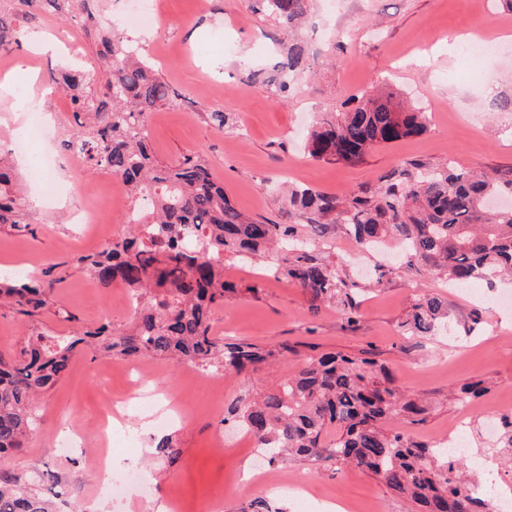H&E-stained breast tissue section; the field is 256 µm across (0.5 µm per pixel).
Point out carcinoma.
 Listing matches in <instances>:
<instances>
[{"label": "carcinoma", "mask_w": 512, "mask_h": 512, "mask_svg": "<svg viewBox=\"0 0 512 512\" xmlns=\"http://www.w3.org/2000/svg\"><path fill=\"white\" fill-rule=\"evenodd\" d=\"M0 4V53L20 43L17 19L34 10L68 17L95 31L103 81L97 90L82 73L65 70L55 80L69 100L77 129L59 143L66 154L80 153L93 167L122 180L134 203L147 197L152 205L135 212L131 231L102 249L82 254L73 265L103 288L123 285L137 305L136 321L127 331H112L110 322L88 327L58 308L53 293L61 278L54 267L42 276L0 278V308L27 322L50 312L71 324L64 336L35 333L18 352L0 350V455L23 447L33 425L32 401L52 389L68 372L72 357L88 350L97 355L159 357L195 365L201 372L241 373L287 357L249 342H224L212 332L214 310L241 292L224 279V255L269 259L273 276L294 281L309 296L312 313L323 305L342 309L356 321L358 304L352 285L338 264L297 232L296 225L269 223L237 209L198 154L172 162L159 160L150 138L132 134L134 125L172 103L179 94L122 34L96 30L90 0H7ZM266 13L290 36L311 13L314 0H261ZM316 53L290 37L284 59L272 71H253L282 99L293 87L289 76L310 67ZM425 112L405 105L398 94L353 96L341 108L323 112L311 130L310 157L351 165L364 161L374 147L426 132ZM9 151L0 148V230L19 236L30 232L26 205L14 188ZM512 195V178L478 174L451 163L414 162L394 168L345 195L293 188L282 204L286 217H302L319 227L341 224L355 242L372 249L387 239L402 244L403 265L448 278L454 286L492 281L512 273V210L487 212L488 201ZM448 318L443 301L424 295L400 322L404 336H434ZM479 382L462 385L461 404L480 397ZM420 413L402 400L389 370L376 360L342 353L305 359L299 371L283 378L229 415L251 434L268 461L286 455L328 465H354L380 478L411 499L420 512H492L491 499L475 492L477 479L466 478V458L451 457L437 445L399 430L387 431L389 417ZM490 449L512 463V416L499 418ZM336 439L325 442L327 428ZM0 512H58L33 487L0 477Z\"/></svg>", "instance_id": "1"}]
</instances>
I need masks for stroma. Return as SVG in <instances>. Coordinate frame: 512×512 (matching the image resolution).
<instances>
[{
	"instance_id": "obj_1",
	"label": "stroma",
	"mask_w": 512,
	"mask_h": 512,
	"mask_svg": "<svg viewBox=\"0 0 512 512\" xmlns=\"http://www.w3.org/2000/svg\"><path fill=\"white\" fill-rule=\"evenodd\" d=\"M159 2L165 19L157 30L131 19L122 0H107L99 15L102 26L138 41L143 50H154L158 70L183 95L153 112V152L164 161L200 153L234 206L256 219L281 222L275 196L286 182L341 195L375 183L397 166L448 161L512 176V112L492 106L495 97L512 93V9L503 0H489L485 10L477 0H314L303 36L318 56L310 70L292 76L298 91L285 101L248 78L249 72L271 69L278 57L273 42L277 26L256 0ZM19 27L23 36L8 56L11 66L0 70V144L13 146L29 133L17 99L18 90L25 88L40 91L41 110L52 117L46 146L54 153L74 120L65 98L47 94L50 72L77 66L95 85L102 71L92 41L73 22L48 16L20 20ZM61 31L73 34L78 54L58 48L33 52L35 40L55 38ZM472 32L498 39L499 51L492 60L475 64L462 57V45ZM451 33L457 43H443V36ZM201 48L206 51L202 59L196 55ZM385 83L425 110L426 134L376 147L358 165L319 161L305 153L304 139L319 113ZM212 110L228 114L224 129L206 120ZM14 161L34 232L25 237L0 232V270L10 271L29 257L42 268L57 265L66 277L58 305L84 325L107 320L115 331L130 329L135 312L109 305L117 288L100 287L72 264L74 256L97 252L127 232V199L116 196L110 180L96 170L85 169L77 185L67 168H58L48 191L29 177L35 155L19 154ZM90 203L97 210V223L78 224V211ZM299 230L332 248L340 272L355 284L357 322H348L330 306L311 314L308 295L269 275L265 259L226 256L225 279L244 284L245 290L214 311V332L267 349L287 348V358L241 376L222 377L219 396L212 392L210 375L191 365L142 358V369L153 376L152 387L169 393L173 401L191 403L194 412L186 420L150 426L135 414L125 426L114 428L113 475L133 466L138 474L122 496L111 498L98 494L100 478L83 448L107 402L128 399V377L122 370L100 375L104 357L80 352L67 375L34 403L36 423L23 448L0 456V475L37 479L43 495L64 512H168L172 498L180 499L186 512H240L256 498L287 512H322L323 504L331 501L357 506L361 512H418L415 503L352 466L291 457L267 468V477L304 480L310 498L304 510L291 494L268 491L264 479L243 481V469H255L260 457L254 438L224 424V413L295 371L304 356L326 352L372 358L388 366L396 386L423 408L407 426L421 441H433L465 410L474 421L510 412L512 345L489 331L498 327L512 332V311H493L488 299L512 293V280L483 285L486 299L481 302L431 271L400 270L396 248L360 250L342 225L317 228L304 223ZM379 265L392 274L377 288L373 282ZM250 285L257 286V293H247ZM424 293L438 294L447 305L448 329L433 337L401 336L400 322ZM32 329L55 336L67 334L70 325L44 315L27 328L10 311L0 310V348L20 350ZM471 381L483 382L487 391L465 409L452 391ZM71 415L81 432L74 447H58L61 420ZM164 438L176 446L175 457L156 453V442Z\"/></svg>"
}]
</instances>
